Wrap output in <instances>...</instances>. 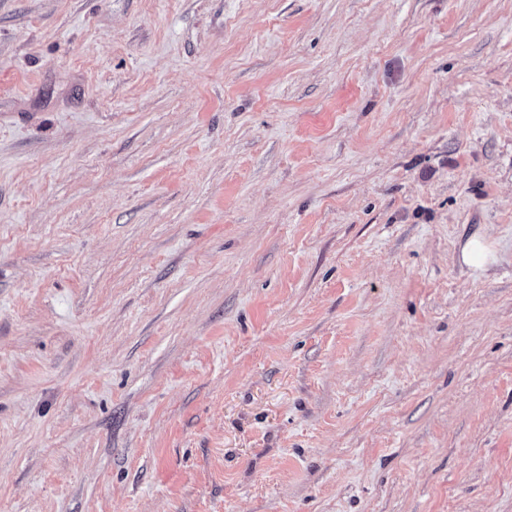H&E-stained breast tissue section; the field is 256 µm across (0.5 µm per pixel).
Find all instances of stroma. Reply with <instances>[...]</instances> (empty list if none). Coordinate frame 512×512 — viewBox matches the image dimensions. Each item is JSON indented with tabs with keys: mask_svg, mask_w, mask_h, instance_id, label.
Returning <instances> with one entry per match:
<instances>
[{
	"mask_svg": "<svg viewBox=\"0 0 512 512\" xmlns=\"http://www.w3.org/2000/svg\"><path fill=\"white\" fill-rule=\"evenodd\" d=\"M0 512H512V0H0ZM460 260L466 266L482 267L494 260V251L484 239L474 237L461 249Z\"/></svg>",
	"mask_w": 512,
	"mask_h": 512,
	"instance_id": "stroma-1",
	"label": "stroma"
}]
</instances>
